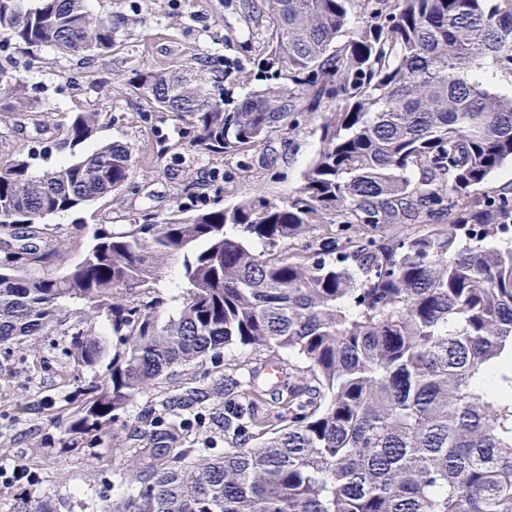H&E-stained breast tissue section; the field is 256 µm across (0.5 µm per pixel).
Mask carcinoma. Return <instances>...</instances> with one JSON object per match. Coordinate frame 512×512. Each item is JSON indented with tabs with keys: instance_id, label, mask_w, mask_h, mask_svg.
<instances>
[{
	"instance_id": "obj_1",
	"label": "carcinoma",
	"mask_w": 512,
	"mask_h": 512,
	"mask_svg": "<svg viewBox=\"0 0 512 512\" xmlns=\"http://www.w3.org/2000/svg\"><path fill=\"white\" fill-rule=\"evenodd\" d=\"M259 86L203 56L142 68L127 84L194 128L201 154L238 155L297 112H328L322 147L286 202L255 194L189 215L146 211L60 256L46 220L128 184L129 146L85 151L95 109L53 126L70 160L36 173L0 157V356L30 336L68 337L82 388L74 435L101 434L166 371L222 350L288 356L189 387L144 417L150 454L128 461L112 512H512V188L469 189L512 161V0H263ZM360 24L350 26L352 13ZM88 0H0L3 46L109 53L126 24ZM248 91L235 95V87ZM0 63V112H49ZM334 235L307 237L319 219ZM407 224L426 231L401 234ZM355 237H346V232ZM180 262L175 293L157 290ZM85 312L69 322L66 305ZM243 403L212 412L219 395ZM224 432L183 448L172 413Z\"/></svg>"
}]
</instances>
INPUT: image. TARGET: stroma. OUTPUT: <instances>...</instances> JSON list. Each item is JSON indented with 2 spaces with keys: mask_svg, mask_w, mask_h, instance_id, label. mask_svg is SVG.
<instances>
[{
  "mask_svg": "<svg viewBox=\"0 0 512 512\" xmlns=\"http://www.w3.org/2000/svg\"><path fill=\"white\" fill-rule=\"evenodd\" d=\"M92 10L131 19L119 46L103 56H38L11 51L10 56L29 92L49 100L54 121L94 108L106 118L95 143L128 144L135 174L118 194L98 200L81 213L51 219L55 238H65L71 225L117 228L136 213L163 214L173 207L187 210L224 207L262 192L276 201L293 196L321 147V114L289 117L287 129L248 152L227 157L190 150L188 121L161 111L128 86L130 72L140 67L191 66L206 53L251 63L252 32L261 31L264 16L244 27L240 10L224 0H90ZM32 114H0V156L23 151L34 171L59 165L65 153L51 145ZM105 365L75 371L62 336H36L11 361L0 360V469L25 466L35 477L22 490L0 483V512H33L41 504L53 512H110L118 494L122 463L139 455L143 441L132 435L154 401L188 386H210L220 379L210 361L178 367L137 396L112 423L107 449L92 436L72 438L69 418L78 386L102 380Z\"/></svg>",
  "mask_w": 512,
  "mask_h": 512,
  "instance_id": "stroma-1",
  "label": "stroma"
}]
</instances>
